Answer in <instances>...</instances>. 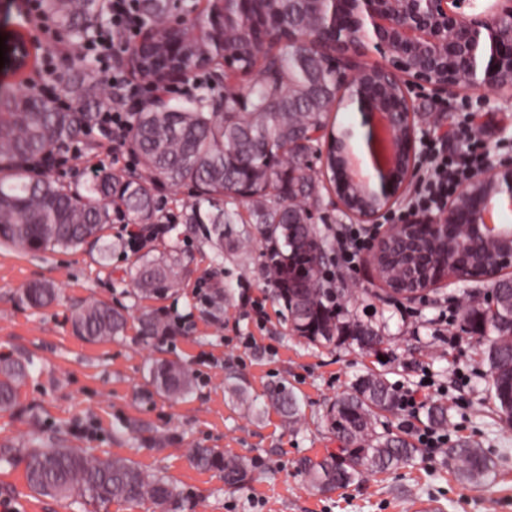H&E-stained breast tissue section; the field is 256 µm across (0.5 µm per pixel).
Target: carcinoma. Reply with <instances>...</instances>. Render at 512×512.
<instances>
[{"mask_svg": "<svg viewBox=\"0 0 512 512\" xmlns=\"http://www.w3.org/2000/svg\"><path fill=\"white\" fill-rule=\"evenodd\" d=\"M322 0H275V23L261 24L251 34L266 44L258 57L243 49L249 34L232 22L224 27V51L242 50L236 64L256 72L246 87L224 85L211 98L203 93L187 106L166 104L136 113L129 149L139 174L127 176L101 170L84 193H72L54 182L27 173L24 163L62 149L95 121L93 109L110 97L94 61L59 78L61 91L75 106L62 109L53 97L0 94V159L13 167L8 180L0 179V242L30 252L99 245L107 258L110 245L101 232L109 223L108 206L123 207L131 224L158 223L154 187L188 186L193 199L186 207V224H201L224 259L233 213L226 206L244 201L253 223L268 242L262 265L276 297L288 312L293 332L313 343H355L374 350L384 343L372 328L344 322L321 287L324 255L311 224L310 204L322 185L301 168L298 151L305 135L329 123L327 105L336 98V77L325 58L306 41L290 43L282 33L312 35L314 18L322 13ZM41 9L53 18L74 44L88 41L106 20L103 0H41ZM171 0H140L143 24L165 27ZM409 245H397L391 254L386 282L407 288L406 262L400 258ZM181 268L174 258H141L131 271L134 290L145 297L162 295L179 283ZM55 298L46 283L23 291L22 300L42 308ZM494 310L463 303L459 316L464 328L485 345L489 374L487 389L497 403L501 421L512 424V280L494 282ZM125 314L106 303L89 301L72 315L76 334L97 340L120 336ZM143 335L154 338L171 333V325L156 315L142 319ZM30 374V364L0 359V409L12 407L19 384ZM150 375L158 390L185 396L193 378L185 367L156 363ZM288 424L296 422L298 400L284 387L269 392ZM399 396L381 376L358 378L327 411L330 429L343 447L319 459H304L299 467L310 489L318 495L361 481L367 474L411 462L421 449L402 436L377 431V417L398 406ZM459 481L486 479L495 462L476 445L458 443L445 449ZM191 462L223 475L224 484L241 487L252 478L243 458L227 457L218 448H193ZM29 488L41 495L77 494L96 504H107L120 494L129 500L148 501L159 512H187L188 497L163 472L148 474L130 460L90 457L75 448L43 446L32 438L24 453Z\"/></svg>", "mask_w": 512, "mask_h": 512, "instance_id": "obj_1", "label": "carcinoma"}]
</instances>
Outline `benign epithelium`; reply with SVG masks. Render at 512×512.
I'll return each mask as SVG.
<instances>
[{"label": "benign epithelium", "instance_id": "7a95c632", "mask_svg": "<svg viewBox=\"0 0 512 512\" xmlns=\"http://www.w3.org/2000/svg\"><path fill=\"white\" fill-rule=\"evenodd\" d=\"M248 0H210L208 27L195 34L161 37L152 26L143 29L139 45L156 62L139 67V76L154 84L172 85L185 77V64L203 60L224 45V18L230 5ZM327 18L316 24L321 35L310 40L325 51L336 69L337 94L328 106H348L361 116L370 166L353 150V130L327 128L308 135L324 140L312 153L322 161L319 173L336 204L360 224H376L400 201L417 167L419 120L411 92L428 90L432 97L459 91L512 90V0H491L486 11L462 16L461 0H330ZM13 69L24 72L32 48L21 33L9 44ZM512 203V161L478 171L448 199L436 216L409 214L393 224L372 245V262L395 240L419 237L437 241L443 254L416 258L419 276L413 287L394 290L409 298L425 295L450 279L497 280L512 274V230L494 224L491 210ZM480 244L493 255L486 273L471 275L448 266V253L465 256Z\"/></svg>", "mask_w": 512, "mask_h": 512}]
</instances>
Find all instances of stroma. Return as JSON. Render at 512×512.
Listing matches in <instances>:
<instances>
[{"label": "stroma", "instance_id": "35a3bbf8", "mask_svg": "<svg viewBox=\"0 0 512 512\" xmlns=\"http://www.w3.org/2000/svg\"><path fill=\"white\" fill-rule=\"evenodd\" d=\"M24 0H0V36L27 31L35 47L36 68L63 75L94 58L90 48L47 58L44 33L25 19ZM425 129L465 126L477 120L489 164L512 159V96L487 91L459 92L437 103L413 95ZM106 130L82 132L65 148L67 165L46 171V178L83 191L95 173L111 168L97 144ZM164 235L137 250L130 246V224L113 214L106 240L114 249L102 259L97 246L54 248L37 254L0 245V357L28 360L32 374L18 388L12 409L0 410V448L19 456L34 430L67 439L93 456L132 459L142 470H161L191 498L193 512H416L419 504L435 512H512V429H506L486 389L488 365L481 345L458 319L459 305L480 304L492 292L488 281L451 280L420 299L389 292L376 268L361 259L345 271L331 266L336 306L344 319L373 327L384 338L379 352L354 344L317 346L296 336L288 315L260 270L265 247L255 224L242 218L232 227L241 248L225 251L215 264V247L203 226L186 224L182 210L191 199L186 187L157 186ZM313 223L328 257L336 255V228L348 216L321 194ZM173 254L182 272L176 288L160 297L133 295L130 270L141 254ZM36 281L52 282L56 300L33 309L21 300ZM228 289L226 299L215 289ZM105 302L129 314L123 335L90 342L71 324L75 308L87 300ZM447 311L453 342L434 336V320ZM160 315L175 327L172 335L141 336L142 312ZM158 359L186 366L194 392L185 399L158 393L149 368ZM384 375L400 392L423 394L417 412L396 410L382 424L396 434L418 438L427 432V409L447 404L449 423L439 437L446 445L470 442L488 449L496 468L483 482L461 483L442 449L424 447L412 462L368 475L331 496L312 494L297 470L305 457L337 447L325 422L334 399L363 374ZM242 387L253 409L238 404L230 385ZM288 386L299 401V422L288 427L266 394ZM193 448H218L251 460L254 478L230 489L215 471L196 468ZM14 512H156L115 496L99 506L78 496L52 499L32 493L19 459L0 467V502Z\"/></svg>", "mask_w": 512, "mask_h": 512}]
</instances>
